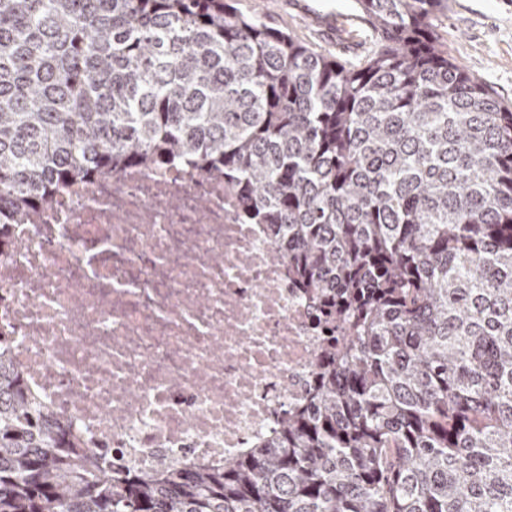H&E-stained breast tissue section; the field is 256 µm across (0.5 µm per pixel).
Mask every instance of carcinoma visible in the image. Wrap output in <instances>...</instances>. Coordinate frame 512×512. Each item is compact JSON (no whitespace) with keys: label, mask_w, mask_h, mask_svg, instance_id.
I'll list each match as a JSON object with an SVG mask.
<instances>
[{"label":"carcinoma","mask_w":512,"mask_h":512,"mask_svg":"<svg viewBox=\"0 0 512 512\" xmlns=\"http://www.w3.org/2000/svg\"><path fill=\"white\" fill-rule=\"evenodd\" d=\"M362 63L229 0H0V229L70 182L224 174L341 336L310 401L219 469L112 472L0 341V512H512V108L448 0H357Z\"/></svg>","instance_id":"obj_1"}]
</instances>
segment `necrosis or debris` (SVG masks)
Wrapping results in <instances>:
<instances>
[{
    "mask_svg": "<svg viewBox=\"0 0 512 512\" xmlns=\"http://www.w3.org/2000/svg\"><path fill=\"white\" fill-rule=\"evenodd\" d=\"M11 235L0 338L29 392L114 463L220 467L306 399L327 328L232 184L124 168Z\"/></svg>",
    "mask_w": 512,
    "mask_h": 512,
    "instance_id": "4bbe7bcc",
    "label": "necrosis or debris"
}]
</instances>
